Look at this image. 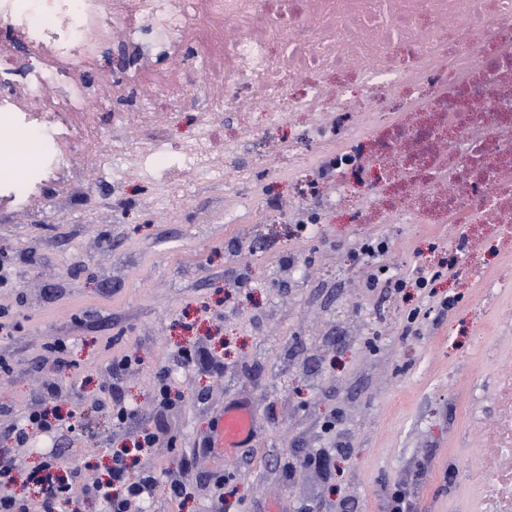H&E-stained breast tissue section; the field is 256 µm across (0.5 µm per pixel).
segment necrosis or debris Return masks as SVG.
<instances>
[{
  "mask_svg": "<svg viewBox=\"0 0 512 512\" xmlns=\"http://www.w3.org/2000/svg\"><path fill=\"white\" fill-rule=\"evenodd\" d=\"M290 24L274 22L269 0H0V27L23 45L0 59V207H25L50 222L69 215L89 187L71 168L74 148L107 155L114 200L129 170L163 181L181 169L201 181L223 179L207 159L232 160L260 131L298 127L334 109L335 131L287 147L301 177L295 204L314 202L311 171L325 157L349 154L346 173L367 185L354 203L376 224L512 226V0H293ZM135 61L122 74L102 70L115 26ZM197 53L187 71L147 70L144 56ZM299 73L291 93L286 72ZM190 102L198 135L173 144L154 96ZM139 98L143 136L133 146L102 128L93 105ZM264 106L263 128L238 111ZM36 135L23 178L12 168L18 131ZM418 146L402 153L405 142ZM499 165L472 166L484 152ZM59 193L45 197V184ZM438 192L433 206L418 197ZM493 457L480 486L481 512H512V449Z\"/></svg>",
  "mask_w": 512,
  "mask_h": 512,
  "instance_id": "4bbe7bcc",
  "label": "necrosis or debris"
}]
</instances>
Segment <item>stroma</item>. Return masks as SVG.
<instances>
[{"label":"stroma","instance_id":"35a3bbf8","mask_svg":"<svg viewBox=\"0 0 512 512\" xmlns=\"http://www.w3.org/2000/svg\"><path fill=\"white\" fill-rule=\"evenodd\" d=\"M281 131L243 145L255 160L263 194L215 182L193 196L128 178L125 201L101 214L97 202L111 183L98 180L78 205L75 223L35 215L0 224V259L16 267L15 284L0 288V308L16 325L0 335V428L23 424L48 381L79 393L59 400L83 434L36 435L15 458L12 488L35 504L27 476L44 452L58 447L86 478L97 461L132 437L96 412L111 360H141L123 379L126 401L154 405L153 374L167 369L176 407L165 424L174 450L156 453L158 467L185 464L195 493L171 500L159 484L145 512H211L216 479L224 481L222 512H383V486L412 479L413 512H477L481 473L475 445L492 443L497 393L512 369V232L487 224H363L338 197L354 195L338 177L326 182L325 223L298 239L289 224L269 237H250L246 222L267 202L289 203L294 186L278 177ZM382 237L389 249L377 263L386 276L432 267L450 256L472 274L446 281L438 293L457 306L419 334L403 333L406 305L368 291L355 258L361 241ZM71 343L72 370L55 371L42 345ZM203 347L224 364L222 376L176 364V353ZM251 403L258 416L247 453L223 461L205 441L225 402ZM351 435L330 480L287 474L277 462L331 448L337 429Z\"/></svg>","mask_w":512,"mask_h":512}]
</instances>
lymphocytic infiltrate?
I'll list each match as a JSON object with an SVG mask.
<instances>
[{
  "mask_svg": "<svg viewBox=\"0 0 512 512\" xmlns=\"http://www.w3.org/2000/svg\"><path fill=\"white\" fill-rule=\"evenodd\" d=\"M455 274V262L443 261L437 268L418 270L409 279L390 277L383 280L371 272L365 280L368 288H380L394 296L401 294L404 289H415L420 296L432 299L431 310L439 318L456 305L458 298L454 295L437 296L435 285L437 281ZM132 364L133 359L128 355L109 363L112 381L101 387L96 408L110 417L115 428L135 434V450L144 456L137 478L129 476L126 455L116 453L112 456V466L106 480L87 481L82 470L64 468L63 455L55 449L45 453L41 463L28 476L29 482L37 489L36 505L31 507L12 495L0 494V512H67L68 505L77 495L103 501L107 512H143L145 503L153 497L155 489L162 482L166 483L171 499L187 497L189 487L181 480L179 471L159 470L147 458L148 452L157 448L160 436L165 431L162 421L175 405L168 372L162 369L156 373L154 409L152 414L146 415L127 405L124 400L122 378ZM65 424L66 417L59 410L36 408L29 411L24 426H13L0 434L21 447L28 442L30 430L56 433Z\"/></svg>",
  "mask_w": 512,
  "mask_h": 512,
  "instance_id": "obj_1",
  "label": "lymphocytic infiltrate"
}]
</instances>
